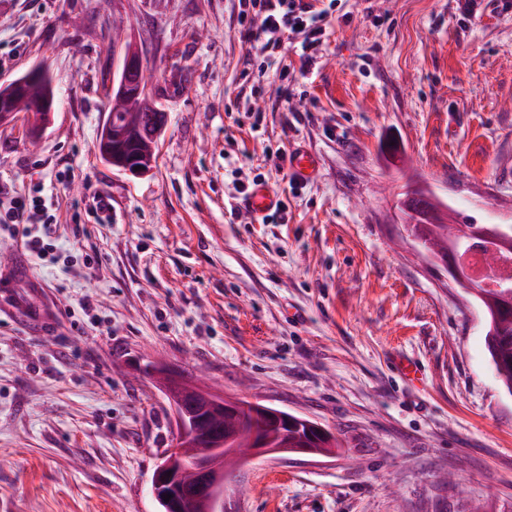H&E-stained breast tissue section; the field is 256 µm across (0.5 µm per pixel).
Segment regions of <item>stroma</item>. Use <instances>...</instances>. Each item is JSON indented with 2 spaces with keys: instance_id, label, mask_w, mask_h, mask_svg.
<instances>
[{
  "instance_id": "stroma-1",
  "label": "stroma",
  "mask_w": 512,
  "mask_h": 512,
  "mask_svg": "<svg viewBox=\"0 0 512 512\" xmlns=\"http://www.w3.org/2000/svg\"><path fill=\"white\" fill-rule=\"evenodd\" d=\"M237 13L0 0V83L42 63L56 89L38 140L0 126V183L52 197L63 258L0 236V512H157L151 478L177 431L150 364L335 432V455L242 466L227 512H512V396L484 310L399 243L396 209L417 183L468 222L512 224V9L342 0L288 102L294 46L266 59ZM128 45L169 114L141 176L97 151ZM299 146L319 160L307 181L288 170ZM256 178L284 219L240 209ZM97 193L111 223H72ZM405 360L422 380L399 378Z\"/></svg>"
}]
</instances>
